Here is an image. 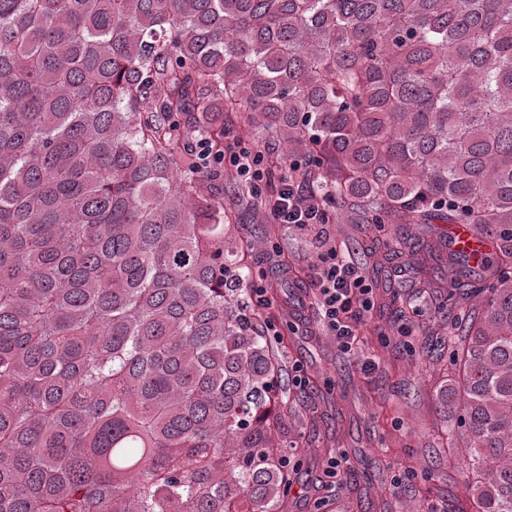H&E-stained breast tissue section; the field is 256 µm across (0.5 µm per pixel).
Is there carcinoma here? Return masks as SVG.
Masks as SVG:
<instances>
[{"label": "carcinoma", "mask_w": 512, "mask_h": 512, "mask_svg": "<svg viewBox=\"0 0 512 512\" xmlns=\"http://www.w3.org/2000/svg\"><path fill=\"white\" fill-rule=\"evenodd\" d=\"M308 158L331 220L460 309L438 398L470 512H512V0H0V512H279L278 350L192 144ZM244 145L250 148L261 150L264 154V163L272 172V182L267 188L270 194L278 188V176L281 175V165L284 161L288 163V147L276 134L271 131L260 130L252 138H244Z\"/></svg>", "instance_id": "carcinoma-1"}]
</instances>
